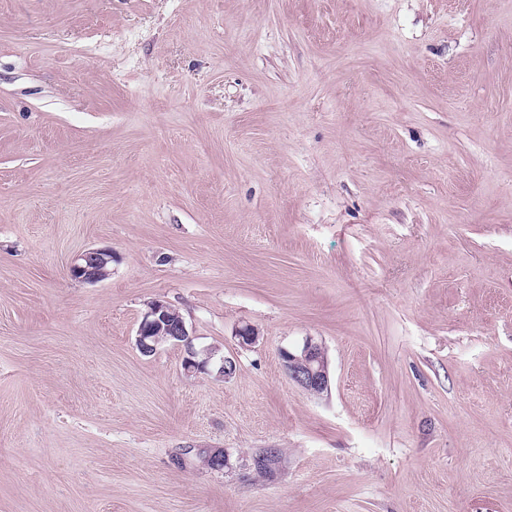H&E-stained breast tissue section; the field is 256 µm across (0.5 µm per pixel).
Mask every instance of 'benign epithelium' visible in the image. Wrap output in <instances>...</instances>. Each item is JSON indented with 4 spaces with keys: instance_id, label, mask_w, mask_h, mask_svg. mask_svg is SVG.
<instances>
[{
    "instance_id": "7a95c632",
    "label": "benign epithelium",
    "mask_w": 512,
    "mask_h": 512,
    "mask_svg": "<svg viewBox=\"0 0 512 512\" xmlns=\"http://www.w3.org/2000/svg\"><path fill=\"white\" fill-rule=\"evenodd\" d=\"M112 252L108 249H88L79 254L70 266L73 279L98 283L111 274ZM185 347L187 353L184 370L188 373H201L197 365L198 353L192 346L191 339L183 318L177 310L158 299L147 304L136 334V345L144 353L152 355L163 343ZM289 378L305 391L321 395L328 391L330 375L328 361L321 344L307 338L297 352L281 353Z\"/></svg>"
}]
</instances>
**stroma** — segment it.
<instances>
[{
    "label": "stroma",
    "mask_w": 512,
    "mask_h": 512,
    "mask_svg": "<svg viewBox=\"0 0 512 512\" xmlns=\"http://www.w3.org/2000/svg\"><path fill=\"white\" fill-rule=\"evenodd\" d=\"M0 512H512V0H0ZM112 252L108 249H88L79 254L70 266L73 279L98 283L107 279L111 274ZM172 340L170 344H163ZM136 345L144 353L152 355L164 345L184 346L187 353L183 366L187 373H204L197 365L198 353L192 346L191 339L183 318L177 310L163 300H154L147 304L136 334ZM299 350L281 353L289 378L309 393L316 395L327 393L330 375L322 345L309 337Z\"/></svg>",
    "instance_id": "obj_1"
}]
</instances>
